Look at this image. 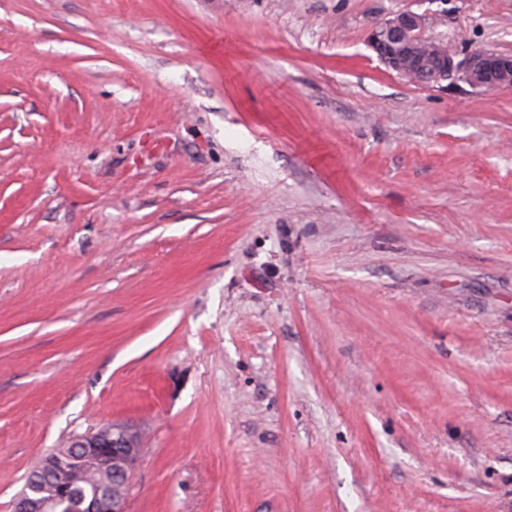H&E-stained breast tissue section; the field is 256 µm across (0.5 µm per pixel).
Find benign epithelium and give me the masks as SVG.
Instances as JSON below:
<instances>
[{"label": "benign epithelium", "instance_id": "1", "mask_svg": "<svg viewBox=\"0 0 512 512\" xmlns=\"http://www.w3.org/2000/svg\"><path fill=\"white\" fill-rule=\"evenodd\" d=\"M429 16L406 10L377 24L368 45L386 69L421 86L462 81L483 91L512 89V54L475 50L458 58L447 40L424 35ZM141 448L129 430L107 424L78 435L71 452L43 456L12 503L11 512H126L130 479ZM99 472L112 474V489L80 496L74 487Z\"/></svg>", "mask_w": 512, "mask_h": 512}]
</instances>
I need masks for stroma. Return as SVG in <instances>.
<instances>
[{
  "label": "stroma",
  "mask_w": 512,
  "mask_h": 512,
  "mask_svg": "<svg viewBox=\"0 0 512 512\" xmlns=\"http://www.w3.org/2000/svg\"><path fill=\"white\" fill-rule=\"evenodd\" d=\"M512 0H0V512L136 434L127 512H512V90L387 70Z\"/></svg>",
  "instance_id": "stroma-1"
}]
</instances>
